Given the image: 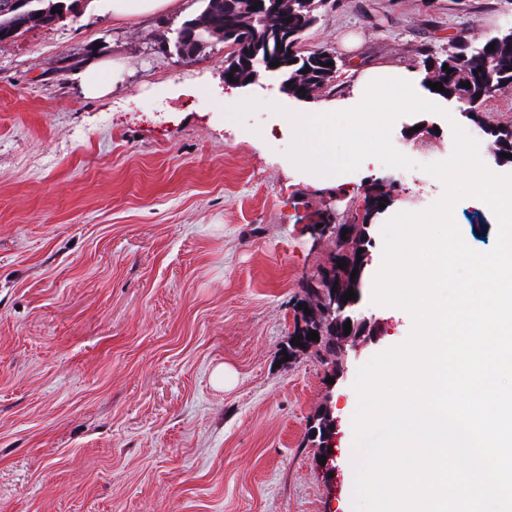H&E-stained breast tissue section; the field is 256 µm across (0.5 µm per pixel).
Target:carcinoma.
<instances>
[{
  "instance_id": "1",
  "label": "carcinoma",
  "mask_w": 512,
  "mask_h": 512,
  "mask_svg": "<svg viewBox=\"0 0 512 512\" xmlns=\"http://www.w3.org/2000/svg\"><path fill=\"white\" fill-rule=\"evenodd\" d=\"M199 12L187 20L189 24L205 25L211 32L210 41H220L218 34L228 28L250 27L257 35L247 42L239 43L237 53L228 59L225 66L227 73L239 82L249 81V77L260 76L261 73H271L284 78L291 83L289 89L305 88V92L318 93L328 87L332 81V68L325 66L326 60L306 54H285L280 52V32L288 27L292 29L298 40H303L305 32L318 20V11L324 5V0H267V9L260 15H255L250 9L253 0H234L235 8L223 10L214 0H201ZM494 49L487 50L488 45ZM452 61L450 70L443 69L444 64ZM277 62L273 68L270 63ZM430 65L427 69L428 80L443 84L444 91L434 92V95L445 100H459L463 97H487L489 84H512V26L507 27L497 35L477 45L465 44L460 53H452L444 60L431 58L426 60ZM470 84V88L463 84ZM471 120L481 131L492 138V146L497 152L512 154V128L490 125L479 117V113H470ZM369 244L364 227L352 224L348 227L345 253L338 259L345 262L344 268L333 264L332 280L336 285V307L343 305L342 296L348 290L359 288L357 280L351 279V274L360 267L356 263L357 253L366 249ZM304 299L302 302L311 307V323H322L325 315L322 313V292L319 283L307 281L302 285Z\"/></svg>"
}]
</instances>
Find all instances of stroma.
I'll return each mask as SVG.
<instances>
[{
    "mask_svg": "<svg viewBox=\"0 0 512 512\" xmlns=\"http://www.w3.org/2000/svg\"><path fill=\"white\" fill-rule=\"evenodd\" d=\"M88 3L0 45V512H352L343 411L359 368L409 329L365 287L356 312L374 335L347 340L342 374L311 350L284 360L301 284L336 248L304 227L368 225L372 280L383 224L442 195L423 166L451 156V123L480 156L489 137L448 101L393 125L415 169L377 161L327 183L289 160L302 103L279 78L232 98L224 43L177 55L200 0L122 19ZM511 25L512 0H336L303 42L338 58L314 101L351 96L370 65L425 79L428 56ZM112 61L110 112L80 75ZM377 184L386 207L364 214ZM453 215L469 247L493 248L487 205ZM323 412L325 447L308 438Z\"/></svg>",
    "mask_w": 512,
    "mask_h": 512,
    "instance_id": "obj_1",
    "label": "stroma"
}]
</instances>
